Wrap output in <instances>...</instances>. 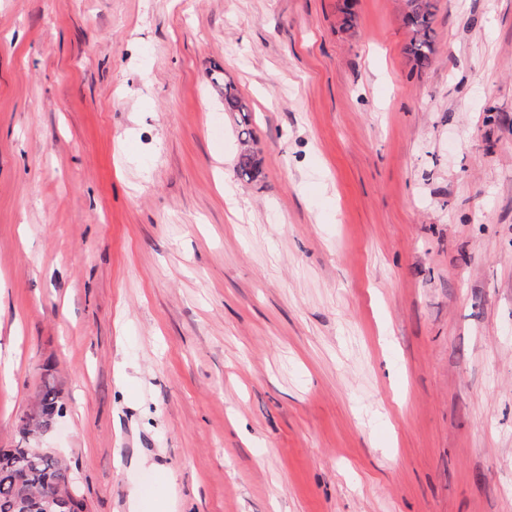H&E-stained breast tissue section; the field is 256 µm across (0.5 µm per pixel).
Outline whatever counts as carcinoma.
Segmentation results:
<instances>
[{
  "instance_id": "cac0c4a2",
  "label": "carcinoma",
  "mask_w": 512,
  "mask_h": 512,
  "mask_svg": "<svg viewBox=\"0 0 512 512\" xmlns=\"http://www.w3.org/2000/svg\"><path fill=\"white\" fill-rule=\"evenodd\" d=\"M403 19L410 31L406 53L413 68L427 69L436 53L433 24L437 12V0H402ZM224 111L236 116L239 135L242 136L243 150L237 161V174L245 181H252L259 174L257 151L251 147L252 131L247 129L250 122L249 107L231 81H224L222 87ZM63 415L54 387L46 383L39 392L37 411L30 416L36 428L46 430L55 418ZM0 512H20L16 508L22 491L33 495H45L55 488L73 486L69 466L46 448H11L0 451Z\"/></svg>"
}]
</instances>
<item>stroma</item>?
<instances>
[{
    "label": "stroma",
    "mask_w": 512,
    "mask_h": 512,
    "mask_svg": "<svg viewBox=\"0 0 512 512\" xmlns=\"http://www.w3.org/2000/svg\"><path fill=\"white\" fill-rule=\"evenodd\" d=\"M408 40L398 0H0V448L47 380L86 512H512V0ZM223 86L224 110L236 116L238 126L242 128L239 131V136H241L240 140L243 150L238 156L237 174L242 180L253 181L259 174V160L257 159V151L251 147V143L254 142L252 131L245 129V127L249 126L250 110L233 82L224 79ZM243 135L245 136L244 138L242 137Z\"/></svg>",
    "instance_id": "obj_1"
}]
</instances>
